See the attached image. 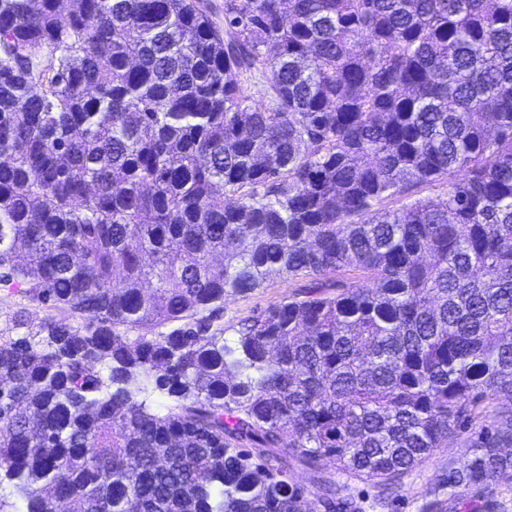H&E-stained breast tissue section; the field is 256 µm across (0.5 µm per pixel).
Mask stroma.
Returning <instances> with one entry per match:
<instances>
[{"label": "stroma", "mask_w": 512, "mask_h": 512, "mask_svg": "<svg viewBox=\"0 0 512 512\" xmlns=\"http://www.w3.org/2000/svg\"><path fill=\"white\" fill-rule=\"evenodd\" d=\"M294 281L275 278L265 288L247 295H229L224 299L222 326L226 340L236 337L234 328L248 316L281 301L294 289ZM24 313L27 328H19L15 322L17 313ZM46 307L30 302L13 290L0 286V336L18 338L25 331H37L40 324L50 317ZM496 403H483L479 422L466 431L449 436L447 442L434 451L404 480L397 494L382 498L377 479L351 480L337 476L336 482L345 494L355 497L361 512H422L424 505L434 498L447 500L450 512H455L458 501H465L470 512H512V467L499 471L491 493L480 488H448L438 486L436 477L449 469L463 468L472 457V445L477 440L482 425L497 420Z\"/></svg>", "instance_id": "stroma-1"}]
</instances>
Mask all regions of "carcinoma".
Returning a JSON list of instances; mask_svg holds the SVG:
<instances>
[{
	"mask_svg": "<svg viewBox=\"0 0 512 512\" xmlns=\"http://www.w3.org/2000/svg\"><path fill=\"white\" fill-rule=\"evenodd\" d=\"M0 155V284L80 320L0 340L22 512H336L487 399L438 481L512 467V0H0ZM296 284L292 280L274 278L267 283L265 288H260L254 293L224 297V317L219 323L224 328L222 336L228 342H232L233 339H236L234 328L241 319L252 316L257 311L264 310L269 305L281 301L291 293Z\"/></svg>",
	"mask_w": 512,
	"mask_h": 512,
	"instance_id": "obj_1",
	"label": "carcinoma"
}]
</instances>
